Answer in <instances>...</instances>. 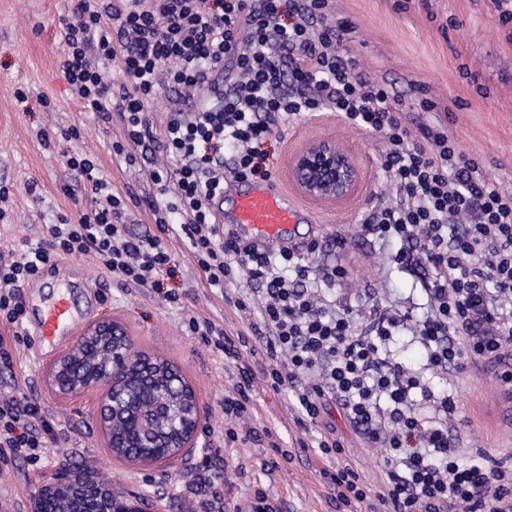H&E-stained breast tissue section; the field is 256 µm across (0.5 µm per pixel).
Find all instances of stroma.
<instances>
[{"label": "stroma", "mask_w": 512, "mask_h": 512, "mask_svg": "<svg viewBox=\"0 0 512 512\" xmlns=\"http://www.w3.org/2000/svg\"><path fill=\"white\" fill-rule=\"evenodd\" d=\"M73 7V0H0V182L10 191L0 225V247L5 249L36 243L60 217L95 208L82 178L68 165L81 151L91 153L95 166L111 180L113 193H134L127 203L133 216L129 233L158 234L147 204L156 189L144 173V162L128 164L114 149L123 134L120 115L106 122L83 111L61 77V30ZM330 11L351 24L345 49L366 75L386 83L401 101L410 129L424 124L445 130L485 172L512 189V21L501 20L493 0H331ZM19 89L27 93V102L17 101ZM424 101L432 103L431 111H422ZM72 127L79 138H65V130ZM320 137L345 145L363 171L360 190L344 204L308 199L288 178L290 156ZM383 147L381 134L352 128L329 111L295 119L265 145L271 186L304 212L283 246L318 242L316 266L346 268V280L327 292L337 304L356 308L380 298L415 320L423 313L421 283L429 267L394 264L399 243L382 242L362 224L364 215L389 192ZM340 237L346 240L341 249L336 246ZM162 242L177 264L162 292L125 287L86 255L65 258L59 271L39 274L23 289L28 301L25 338L13 354L12 368H0V391L20 389L36 399L67 441L36 461L0 448V512H25L29 500L64 463L112 481L119 491L160 496L163 512H204V504L216 500L244 505L258 490L277 512H336L333 493L320 472L349 461L369 484H376L383 451L366 447L337 407H330L323 420L335 427L345 454L322 458L302 451V434L287 393L273 391L260 376L254 381L249 424L258 432L270 430L272 441L228 439L232 422L224 415V398L234 391L235 363L214 343L189 332L185 319L193 314L212 321L227 336L238 338L237 348L251 365H262L264 350L235 306L248 285L231 280L221 288L209 287L177 237L166 236ZM62 288L81 324L117 319L137 350L181 367L206 414L199 439L203 452L163 468L133 467L113 458L96 427V392L61 399L45 387L47 366L74 342L70 336L51 343L37 340L38 310ZM171 294L176 297L172 303L167 300ZM496 370V365L480 362L466 378L452 382L443 374L435 380L455 397L458 410L451 425L463 439L468 462L482 453L499 457L512 449V402L505 400L507 388L497 381ZM279 448L290 452L291 459L268 470ZM201 469L211 477L202 488L189 480Z\"/></svg>", "instance_id": "1"}]
</instances>
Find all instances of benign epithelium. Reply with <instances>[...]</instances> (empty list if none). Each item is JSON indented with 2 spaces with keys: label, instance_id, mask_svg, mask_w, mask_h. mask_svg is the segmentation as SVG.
Listing matches in <instances>:
<instances>
[{
  "label": "benign epithelium",
  "instance_id": "1",
  "mask_svg": "<svg viewBox=\"0 0 512 512\" xmlns=\"http://www.w3.org/2000/svg\"><path fill=\"white\" fill-rule=\"evenodd\" d=\"M288 176L305 196L327 205L349 201L362 184V170L354 155L332 138H321L303 145L290 159ZM95 339L112 342V356L96 383L79 381L75 362L78 346ZM175 371L172 365L149 354L138 352L126 330L116 321H97L88 325L78 344L58 355L44 375L46 387L57 397L66 399L89 389L98 392L97 421L112 456L141 468L164 467L168 461L152 453L133 456L127 448H174L173 459L191 457L198 449L197 438L202 413L196 393L189 383L184 390L166 393L154 410V426L146 432L135 426L130 438L111 440V421L131 414L130 392L140 380L153 383L161 366ZM49 498L66 499L68 512H154L153 505L138 495L117 492L112 485L65 466L56 481L44 486L28 504L27 512H45Z\"/></svg>",
  "mask_w": 512,
  "mask_h": 512
}]
</instances>
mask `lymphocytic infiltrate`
Instances as JSON below:
<instances>
[{
  "label": "lymphocytic infiltrate",
  "instance_id": "1",
  "mask_svg": "<svg viewBox=\"0 0 512 512\" xmlns=\"http://www.w3.org/2000/svg\"><path fill=\"white\" fill-rule=\"evenodd\" d=\"M328 9L329 0H77L62 28L60 71L83 111L105 119L119 111L128 141L165 156L151 171L155 222L185 244L209 286L247 281L250 293L235 306L265 349L266 383L289 391L298 428L318 425L336 404L361 438L384 448L379 489L352 464L323 470L337 506L512 512V464L460 466L465 450L448 430L455 401L425 380L429 370L460 377L512 342V191L442 129L424 126L412 139L396 97L341 51L351 27L329 20ZM113 63L123 75L116 90L105 74ZM227 64L223 92L199 97ZM164 87L176 94L175 112L158 135L145 103ZM324 109L384 136L394 198L365 224L400 242L395 263L418 253L433 271L427 313L412 329L421 367L382 352L403 316L377 301L362 324L352 308L328 304L315 281L332 285L346 271L314 266L315 245L247 244L215 216L211 201L229 181L270 178V136ZM69 166L98 205L0 255V322L11 327L23 326L22 288L52 260L89 255L111 279L156 291L174 270L159 237L128 233L123 200L90 158L70 157ZM57 442L37 402L24 394L0 402V448L28 457Z\"/></svg>",
  "mask_w": 512,
  "mask_h": 512
}]
</instances>
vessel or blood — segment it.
Segmentation results:
<instances>
[{
    "instance_id": "obj_1",
    "label": "vessel or blood",
    "mask_w": 512,
    "mask_h": 512,
    "mask_svg": "<svg viewBox=\"0 0 512 512\" xmlns=\"http://www.w3.org/2000/svg\"><path fill=\"white\" fill-rule=\"evenodd\" d=\"M300 211L287 196L268 186H254L240 192L229 218L238 232L261 242L279 240L291 224L297 223ZM73 311L66 295H58L41 312L37 333L45 339L59 336L73 325Z\"/></svg>"
}]
</instances>
